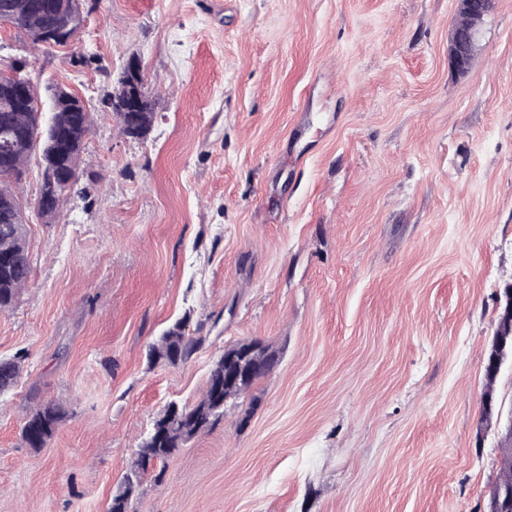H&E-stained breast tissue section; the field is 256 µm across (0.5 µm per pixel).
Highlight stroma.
I'll use <instances>...</instances> for the list:
<instances>
[{"label":"stroma","mask_w":512,"mask_h":512,"mask_svg":"<svg viewBox=\"0 0 512 512\" xmlns=\"http://www.w3.org/2000/svg\"><path fill=\"white\" fill-rule=\"evenodd\" d=\"M456 0H87L66 47L0 27V65L82 96L94 124L52 221L18 186L32 275L0 313V512H108L170 402L225 347L278 361L147 473L131 512H484L512 361L482 421L512 284V0L470 69ZM138 59L155 121L107 103ZM199 346L149 353L175 321ZM65 417L45 447L23 426ZM22 361V356L0 359V390L10 389L15 385L21 374ZM64 416V409L59 403H47L34 410L22 430L26 444L31 448L47 445Z\"/></svg>","instance_id":"35a3bbf8"}]
</instances>
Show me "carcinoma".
Returning a JSON list of instances; mask_svg holds the SVG:
<instances>
[{"label": "carcinoma", "instance_id": "obj_1", "mask_svg": "<svg viewBox=\"0 0 512 512\" xmlns=\"http://www.w3.org/2000/svg\"><path fill=\"white\" fill-rule=\"evenodd\" d=\"M9 10L13 26L24 32L32 43L46 44L48 30H63L67 39L74 38L83 23L79 0H57L51 15L30 10L29 0H0V10ZM61 88L52 92V114L43 122L36 108H19L13 99L0 93V115L5 125L18 135L25 136L13 155V165L23 168L33 153H39V165L50 163V155L62 136L67 142V163L70 176L78 171L79 156L85 138L92 127V113L82 110L59 95ZM14 181L0 173V311L10 310L31 276V257L26 243V224L19 198L14 193ZM52 200V208L39 213L49 222L59 213L65 195L57 192L49 181H42L37 204L45 198ZM198 347V341L185 335L176 324L163 333L153 345L151 355L157 361L176 364L187 360ZM23 358L15 356L0 359V390L12 388L22 370ZM224 358H219L209 369L203 397L193 405L166 407L155 420L147 437L139 444L136 458L124 478L123 487L112 498L109 512H130V500L141 485L149 465L164 463L175 451L199 433L212 427L224 416ZM65 416L58 403H47L33 411L25 423L22 435L31 448H42L52 439Z\"/></svg>", "mask_w": 512, "mask_h": 512}]
</instances>
